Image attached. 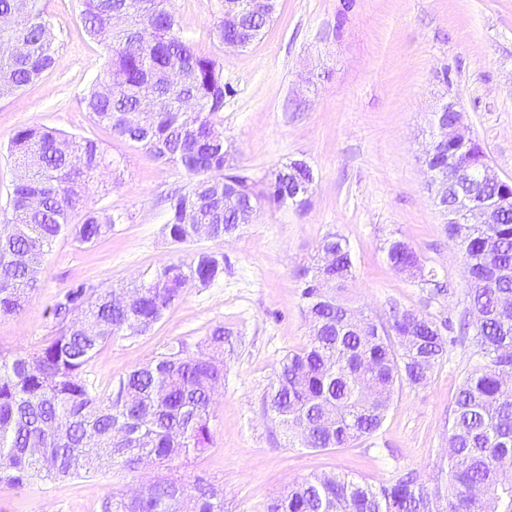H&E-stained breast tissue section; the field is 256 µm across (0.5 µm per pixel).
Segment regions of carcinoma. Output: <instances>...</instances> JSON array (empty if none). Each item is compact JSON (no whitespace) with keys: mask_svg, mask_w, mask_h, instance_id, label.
<instances>
[{"mask_svg":"<svg viewBox=\"0 0 512 512\" xmlns=\"http://www.w3.org/2000/svg\"><path fill=\"white\" fill-rule=\"evenodd\" d=\"M250 40L264 34L273 14L259 0H246ZM131 17L128 29L112 28V14ZM14 19L9 39L27 52L0 56V95L19 90L56 63L57 43L40 0H0V15ZM82 27L106 44L109 55L84 95L93 121L190 178L166 199L164 231L175 243L196 238L195 224L210 225L208 238L224 239L237 222L235 203L209 181L223 171L237 198L255 215L295 206L309 198L294 182L312 179L306 163L275 180L256 178L234 162V150L216 138L228 86L216 58L197 52L180 31L164 0H81ZM128 112L152 113L145 132L126 123ZM24 168L12 184L8 216L0 225V317L19 314L37 288L39 266L52 243L71 231L91 244L124 223L122 213L86 209L94 174L114 165L99 142L33 125L9 144ZM80 213L82 220L71 224ZM469 266L463 324L472 348L470 368L458 388L448 419V487L429 489L414 470L385 484L345 475H312L272 500L268 512H512V480L498 463L512 458V313L501 299L512 297V209L494 224H474L461 236ZM336 252L334 265L298 272L303 313L311 336L281 361L263 402L271 419L306 448H346L381 427L395 392L421 386L446 353L448 337L431 317L392 308L386 321L357 314L336 297L321 294L331 279L343 289L353 276L350 245L326 234L319 251ZM392 268L410 266L414 250L392 238L384 247ZM224 274V256L199 252L189 262L163 266L129 291L127 305L112 304V291L72 284L50 307L59 331L28 351L0 349V483L21 488L33 478L56 480L89 474L104 464L127 473L150 465L186 466L211 444L212 388L224 382V327L196 345L186 343L121 376L112 391H99L86 367L112 337L149 332L190 288ZM97 436L85 448L86 435ZM102 512H224L212 483L161 474L138 497L111 494Z\"/></svg>","mask_w":512,"mask_h":512,"instance_id":"cac0c4a2","label":"carcinoma"}]
</instances>
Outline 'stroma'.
I'll list each match as a JSON object with an SVG mask.
<instances>
[{"label":"stroma","mask_w":512,"mask_h":512,"mask_svg":"<svg viewBox=\"0 0 512 512\" xmlns=\"http://www.w3.org/2000/svg\"><path fill=\"white\" fill-rule=\"evenodd\" d=\"M169 5L196 49L223 68L230 92L220 130L239 162L260 178L306 161L314 172L310 202L266 213L223 240L172 243L162 199L186 186L187 175L91 121L82 98L106 51L85 35L79 0H42L59 51L39 81L0 96V207L19 174L9 142L38 124L95 138L119 161L120 177L101 170L88 205L128 219L90 245L68 232L56 239L21 314L0 318V348L25 351L53 334L48 310L73 283L122 291L174 260L216 252L224 257L221 279L190 288L146 335L113 337L88 366L105 390L167 345L192 347L224 328L233 350L214 397L212 442L182 478L219 479L224 512H267L273 498L314 473L378 485L413 469L429 486L445 485L448 418L469 368V343L448 344L427 384L395 393L380 430L346 448L289 443L262 399L283 358L309 341L297 272L314 262L327 233L352 249L354 278L337 294L348 306L380 321L396 305L459 323L463 259L427 191L421 152L433 110L453 98L495 171L512 180V0H278L264 35L243 50L212 35L224 0ZM392 237L414 249L447 294L433 295L391 268L383 247ZM153 475L107 465L21 488L0 483V512H100L104 497Z\"/></svg>","instance_id":"stroma-1"}]
</instances>
